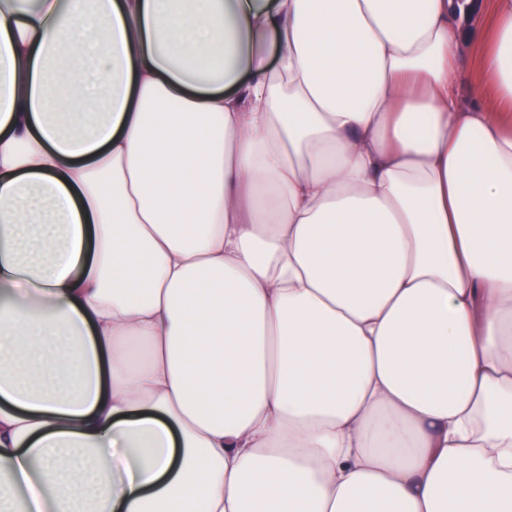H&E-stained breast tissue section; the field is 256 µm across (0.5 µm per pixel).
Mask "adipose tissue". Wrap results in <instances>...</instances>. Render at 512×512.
I'll return each mask as SVG.
<instances>
[{
    "label": "adipose tissue",
    "instance_id": "adipose-tissue-1",
    "mask_svg": "<svg viewBox=\"0 0 512 512\" xmlns=\"http://www.w3.org/2000/svg\"><path fill=\"white\" fill-rule=\"evenodd\" d=\"M0 512H512V0H0ZM480 49L477 45L469 44L464 48V53L470 60V65L464 72L460 82V95L462 102L467 105L471 102L470 89L471 84L476 79L477 70L476 64L478 60Z\"/></svg>",
    "mask_w": 512,
    "mask_h": 512
}]
</instances>
